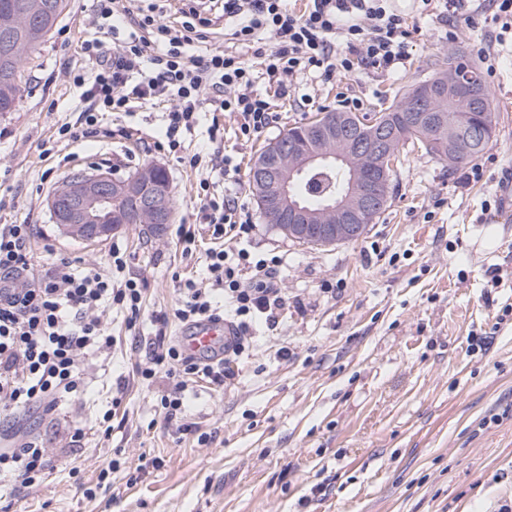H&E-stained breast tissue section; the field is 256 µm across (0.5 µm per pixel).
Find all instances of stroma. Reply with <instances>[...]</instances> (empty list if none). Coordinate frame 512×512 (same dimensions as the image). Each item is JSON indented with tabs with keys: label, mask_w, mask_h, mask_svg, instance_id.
Returning <instances> with one entry per match:
<instances>
[{
	"label": "stroma",
	"mask_w": 512,
	"mask_h": 512,
	"mask_svg": "<svg viewBox=\"0 0 512 512\" xmlns=\"http://www.w3.org/2000/svg\"><path fill=\"white\" fill-rule=\"evenodd\" d=\"M91 0H67L55 33L30 55L26 90L16 111L0 114V224L35 225L36 257L54 253L75 266L109 268L120 242L124 274L141 279L145 313L128 329L123 313L105 312L117 343L83 362L85 389L51 412L0 416L6 435L42 437L53 461L38 487H0V512H501L512 507V214L497 177L512 168V45L495 57L482 50L497 29L481 13L444 23L420 0H394L412 34L406 66L384 72L333 73L293 80L287 96L266 82L277 121L250 140L230 113L203 106L184 145L233 157L229 176L212 172L234 193L255 226L252 255H278L276 285L284 297L274 322L259 319L245 349L217 386L195 379L184 417L165 420L158 405L171 379L142 380L149 342L158 331L178 340L177 320L154 317L180 300L179 284L200 279L208 227L196 185L200 174L159 148L165 105L139 104L108 116L111 136L67 144L57 129L75 121L79 93L64 78L83 64L91 34ZM465 51L492 92V141L466 167L448 170L420 149L404 147L386 209L357 241L331 248L298 244L261 216L248 183L261 144L294 124L336 109L348 96L359 115L389 106L395 92L426 78L449 52ZM221 145L208 139L212 121ZM56 142L54 156L41 145ZM166 169L176 217L164 234L131 224L116 241L86 243L61 235L47 199L75 170L111 168L126 175L145 163ZM196 227L192 251L180 225ZM508 277L492 286L487 272ZM491 336L490 345L480 339ZM113 411V431L98 429ZM198 433H182V421ZM120 469L95 498L79 481L96 482L110 460Z\"/></svg>",
	"instance_id": "1"
}]
</instances>
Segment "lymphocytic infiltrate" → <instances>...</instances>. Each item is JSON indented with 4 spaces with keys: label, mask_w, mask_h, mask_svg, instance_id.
Returning a JSON list of instances; mask_svg holds the SVG:
<instances>
[{
    "label": "lymphocytic infiltrate",
    "mask_w": 512,
    "mask_h": 512,
    "mask_svg": "<svg viewBox=\"0 0 512 512\" xmlns=\"http://www.w3.org/2000/svg\"><path fill=\"white\" fill-rule=\"evenodd\" d=\"M435 1L440 4L438 18L464 7L477 13L489 10L502 32L512 31V0H421L426 7ZM92 2L95 36L83 46L89 65L72 75L83 108L75 122L59 126V139L110 136L104 125L107 114L129 110L135 102L169 99L173 106L164 115V142L195 170L202 158L183 152L182 142L203 105L236 114L241 136L250 139L276 119L270 102L253 91L257 80L277 85L284 94L290 78L300 74L386 70L410 58L409 30L389 9L388 0H307L298 13L288 10L285 0H187L177 26L133 10L122 0ZM217 9L223 11L233 40L255 45V62L219 47L189 53L191 43L205 41L209 14ZM265 38L273 39L271 48H260ZM197 199L214 242L206 251V275L213 286L201 288L185 280L178 305L158 320L189 325L217 317L213 293L219 290L233 308L239 331H246L250 321L273 317L281 307L283 298L275 286L281 261L221 248L226 235L250 237L253 224L236 197L219 192L209 178L199 180ZM34 232L31 224L0 225V407L17 412L34 407L51 411L65 397L83 392L85 355L112 349L113 338L102 320L105 309H119L132 326L144 314L140 280L116 277L125 265L119 248L110 252L109 272L94 263L77 269L64 257L38 271L31 250ZM246 270L255 274L252 283L242 281ZM160 372L173 381L159 401L169 419L184 406L189 378L204 377L220 386L225 377L223 361L186 356L162 333L156 334L151 357L139 369L145 380ZM49 465L47 450L36 436L0 448V476L16 486L41 484Z\"/></svg>",
    "instance_id": "obj_1"
}]
</instances>
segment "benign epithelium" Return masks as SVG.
<instances>
[{
  "label": "benign epithelium",
  "mask_w": 512,
  "mask_h": 512,
  "mask_svg": "<svg viewBox=\"0 0 512 512\" xmlns=\"http://www.w3.org/2000/svg\"><path fill=\"white\" fill-rule=\"evenodd\" d=\"M39 7L13 15V26H32ZM476 107L483 101L481 87L450 73L437 84L415 85L409 119L416 125L432 126L439 121L438 104L446 97ZM491 128L464 132L448 124V140L439 148L452 152L469 150L474 141L485 142ZM314 147L295 152L282 145L271 147L255 161L251 177L260 191L262 215L292 239H311L329 248L359 239L367 230V214L383 201L382 190L388 179L387 160L396 144V127L390 118L373 120L362 126L352 115H332L312 130ZM338 168L349 178L346 190L332 196L322 209L313 211L303 199L301 187L311 180H327ZM150 164L128 176H117L106 169L78 170L71 173L48 199V208L60 231L75 240L103 241L132 222L150 216L157 233L174 218L170 186L155 183ZM124 198L131 210L119 218L112 201Z\"/></svg>",
  "instance_id": "7a95c632"
}]
</instances>
